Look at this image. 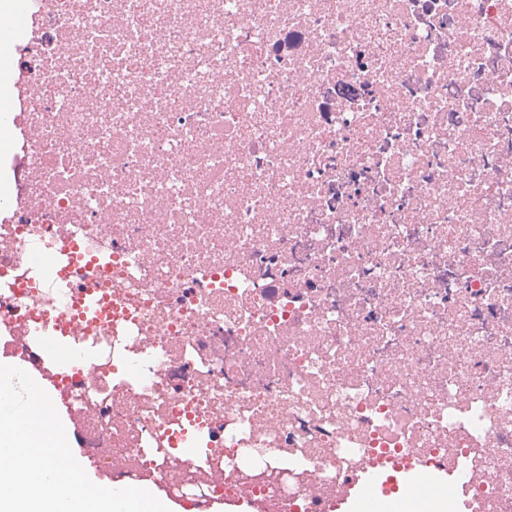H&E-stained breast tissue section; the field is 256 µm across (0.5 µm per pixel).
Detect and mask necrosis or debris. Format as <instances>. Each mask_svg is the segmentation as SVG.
<instances>
[{"label":"necrosis or debris","instance_id":"obj_1","mask_svg":"<svg viewBox=\"0 0 512 512\" xmlns=\"http://www.w3.org/2000/svg\"><path fill=\"white\" fill-rule=\"evenodd\" d=\"M29 3L0 348L92 321L37 365L83 462L193 512L408 466L512 512V0Z\"/></svg>","mask_w":512,"mask_h":512}]
</instances>
